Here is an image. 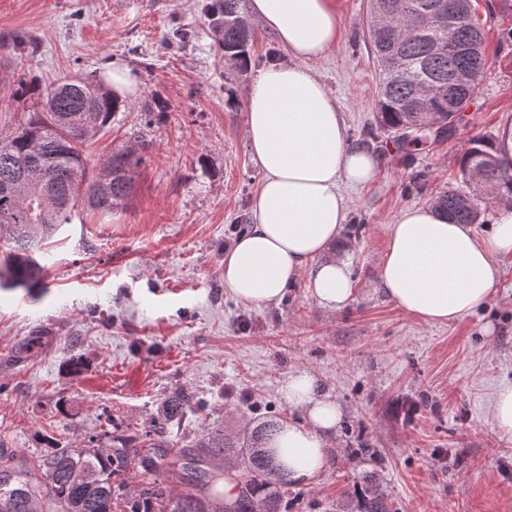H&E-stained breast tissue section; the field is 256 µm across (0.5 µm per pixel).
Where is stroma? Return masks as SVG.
<instances>
[{
  "mask_svg": "<svg viewBox=\"0 0 512 512\" xmlns=\"http://www.w3.org/2000/svg\"><path fill=\"white\" fill-rule=\"evenodd\" d=\"M368 2L338 0L342 38L312 65L350 140L382 157L373 183L343 189L337 248L355 293L331 312L302 282L260 307L224 286V254L263 178L249 150L248 90L288 60L259 18H246L251 65L241 73L215 35L217 0H0V133L41 107L37 96L17 98L22 84L75 75L102 84L121 65L140 87L84 146L94 164L133 151L128 198L109 215L81 209L56 233L40 287L0 291V447L30 460L52 445L86 449L108 426L154 425L177 388L192 404L166 428L173 448L253 420L298 421L281 388L307 370L342 420L325 470L289 487L286 512H362L374 491L391 512H512V435L489 419L512 382V254L497 258L489 299L450 324L405 314L378 285L389 226L459 186L470 141L495 139L512 120V12L473 0L485 71L451 138L409 161L373 124ZM36 335L39 351H25Z\"/></svg>",
  "mask_w": 512,
  "mask_h": 512,
  "instance_id": "stroma-1",
  "label": "stroma"
}]
</instances>
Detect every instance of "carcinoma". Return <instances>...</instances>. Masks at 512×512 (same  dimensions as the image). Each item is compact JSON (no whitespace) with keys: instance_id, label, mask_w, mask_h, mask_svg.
Segmentation results:
<instances>
[{"instance_id":"1","label":"carcinoma","mask_w":512,"mask_h":512,"mask_svg":"<svg viewBox=\"0 0 512 512\" xmlns=\"http://www.w3.org/2000/svg\"><path fill=\"white\" fill-rule=\"evenodd\" d=\"M214 20L224 21L220 47L224 57L240 70L248 69L252 35L240 21V0H220ZM453 37L470 46L467 56L435 49L448 40V32L435 26L414 27L402 12L391 14L382 33L369 35L380 79L375 101V122L407 156L430 143L449 138L459 112L472 99L475 86L448 83L460 70L482 75L486 66L484 38L471 17L461 19ZM405 58L406 68L391 67L389 56ZM426 65L436 82L430 105L423 109L413 85V72ZM35 95L43 109L28 114L14 131L0 136V288H34L41 283L43 266L35 254L65 224L78 207L88 205L104 215L124 201L132 187L133 154L119 150L99 167L90 166L83 145L111 122L123 104L110 91L80 76L46 85L22 86L17 96ZM442 136L433 135L428 124ZM462 184L434 200L438 211L451 222L476 224L478 207L468 200L482 191L512 193V165L495 155L492 143L470 142L460 164ZM51 181L56 194L68 205L57 208L43 198V182ZM189 397L181 392L162 406L158 424L130 433L108 436L106 449L77 451L50 447L36 463L11 448H0V512H44L42 500L50 498L54 512H223L215 507L209 489L208 466L215 459H240L239 492L234 512H280L282 495L274 489L275 467L265 448L276 429L273 420L247 426L237 437L220 432L201 435L191 448H164L156 442L165 426L182 419ZM179 471L185 490L173 495L158 479L162 468ZM138 471L140 487L119 493L112 480Z\"/></svg>"}]
</instances>
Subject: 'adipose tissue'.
Here are the masks:
<instances>
[{
	"mask_svg": "<svg viewBox=\"0 0 512 512\" xmlns=\"http://www.w3.org/2000/svg\"><path fill=\"white\" fill-rule=\"evenodd\" d=\"M250 11L288 61L260 71L248 92L250 150L263 179L248 228L224 255V286L242 304L261 306L303 279L320 306L340 310L354 295L350 263L334 250L348 212L342 187L373 181L382 158L349 142L336 98L310 67L341 38L336 0H250ZM490 220L480 236L434 206L407 208L389 227L380 288L423 322L462 319L492 294L496 257L512 253V194L502 193ZM282 392L305 420L282 424L266 446L277 481L308 485L328 461L327 438L342 412L308 371L291 373Z\"/></svg>",
	"mask_w": 512,
	"mask_h": 512,
	"instance_id": "ef3b65f1",
	"label": "adipose tissue"
}]
</instances>
